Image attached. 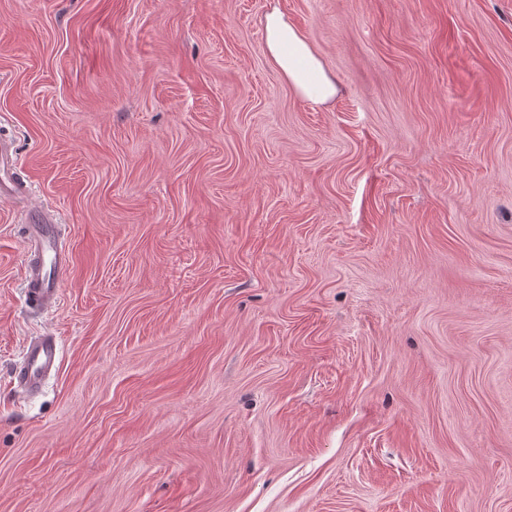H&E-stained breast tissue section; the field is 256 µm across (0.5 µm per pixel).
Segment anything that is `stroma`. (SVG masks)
Returning a JSON list of instances; mask_svg holds the SVG:
<instances>
[{
	"mask_svg": "<svg viewBox=\"0 0 512 512\" xmlns=\"http://www.w3.org/2000/svg\"><path fill=\"white\" fill-rule=\"evenodd\" d=\"M2 127L0 512H512V0H0ZM267 54L296 94L313 106L336 97L337 86L305 36L279 11L264 20ZM31 197L32 182L18 173L14 148L0 140V199L26 208L22 225L28 244L23 258L25 297L33 307L48 311L59 302L72 258L61 240L57 219L43 207L30 205ZM59 366L60 349L57 337L43 333L32 338L26 344L22 360L14 373L16 390L22 393L39 391Z\"/></svg>",
	"mask_w": 512,
	"mask_h": 512,
	"instance_id": "stroma-1",
	"label": "stroma"
}]
</instances>
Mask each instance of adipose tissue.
Segmentation results:
<instances>
[{
    "mask_svg": "<svg viewBox=\"0 0 512 512\" xmlns=\"http://www.w3.org/2000/svg\"><path fill=\"white\" fill-rule=\"evenodd\" d=\"M267 54L296 94L314 106H322L337 93L334 79L305 36L279 11L270 12L264 20Z\"/></svg>",
    "mask_w": 512,
    "mask_h": 512,
    "instance_id": "adipose-tissue-1",
    "label": "adipose tissue"
}]
</instances>
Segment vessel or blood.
Returning <instances> with one entry per match:
<instances>
[{
	"label": "vessel or blood",
	"instance_id": "1",
	"mask_svg": "<svg viewBox=\"0 0 512 512\" xmlns=\"http://www.w3.org/2000/svg\"><path fill=\"white\" fill-rule=\"evenodd\" d=\"M31 197L32 183L18 173L13 147L0 140V199L26 207L23 224L27 240L23 258L25 297L33 307L48 311L59 302L72 258L61 240L57 219L43 207L32 205ZM59 366L60 349L56 336L44 333L32 338L14 373L17 390L23 393L39 391Z\"/></svg>",
	"mask_w": 512,
	"mask_h": 512
}]
</instances>
